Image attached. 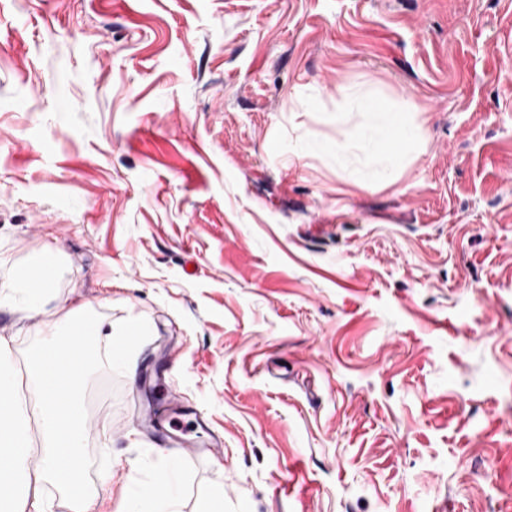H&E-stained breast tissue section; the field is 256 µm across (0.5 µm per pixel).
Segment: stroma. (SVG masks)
I'll list each match as a JSON object with an SVG mask.
<instances>
[{"label":"stroma","instance_id":"stroma-1","mask_svg":"<svg viewBox=\"0 0 512 512\" xmlns=\"http://www.w3.org/2000/svg\"><path fill=\"white\" fill-rule=\"evenodd\" d=\"M362 95L421 130L380 182L302 151ZM45 251L0 337L102 323L98 512L168 466L181 512H512V0H0V259ZM166 393L223 457L137 426ZM57 256L43 252L29 268L11 270L0 283V309L38 313L53 281ZM141 334V326L138 322L130 323L125 329L120 332H111L108 336H113V358L115 361L120 362L123 360L130 342L135 336Z\"/></svg>","mask_w":512,"mask_h":512}]
</instances>
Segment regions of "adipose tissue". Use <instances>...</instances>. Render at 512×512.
<instances>
[{
	"label": "adipose tissue",
	"instance_id": "ef3b65f1",
	"mask_svg": "<svg viewBox=\"0 0 512 512\" xmlns=\"http://www.w3.org/2000/svg\"><path fill=\"white\" fill-rule=\"evenodd\" d=\"M372 124L367 141L365 178L378 179L402 166L406 149L420 135L406 113L393 110L380 98L366 96L357 104ZM54 253H42L29 268L9 272L0 281V309L39 312L53 281ZM87 315L70 313L63 325L48 328L40 361L19 379L7 363V341L0 339V512H51L46 488L57 490L66 512H95L96 499L85 479L83 414L76 399L87 369L84 339L101 332ZM25 383L39 403L36 428H29L26 408L15 398ZM41 462L30 466L32 453Z\"/></svg>",
	"mask_w": 512,
	"mask_h": 512
}]
</instances>
